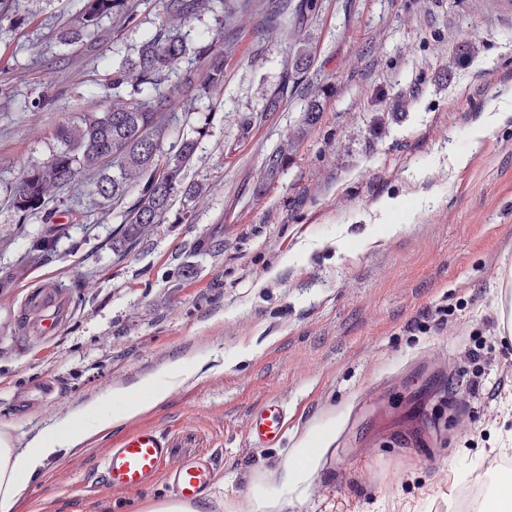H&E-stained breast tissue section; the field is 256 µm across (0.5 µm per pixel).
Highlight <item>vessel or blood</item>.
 <instances>
[{"instance_id": "vessel-or-blood-1", "label": "vessel or blood", "mask_w": 512, "mask_h": 512, "mask_svg": "<svg viewBox=\"0 0 512 512\" xmlns=\"http://www.w3.org/2000/svg\"><path fill=\"white\" fill-rule=\"evenodd\" d=\"M68 312V302L52 282L31 289L18 315L22 330L47 336L58 332ZM287 412L278 402H269L253 415L250 441L253 447L267 448L283 442ZM170 453L166 434L156 427H140L129 432L107 456L102 479L112 487L127 490L150 483L160 472ZM214 459L188 460L172 473L179 498L197 500L215 479Z\"/></svg>"}]
</instances>
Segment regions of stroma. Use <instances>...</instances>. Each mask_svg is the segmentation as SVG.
<instances>
[{
  "label": "stroma",
  "mask_w": 512,
  "mask_h": 512,
  "mask_svg": "<svg viewBox=\"0 0 512 512\" xmlns=\"http://www.w3.org/2000/svg\"><path fill=\"white\" fill-rule=\"evenodd\" d=\"M82 6L0 4V423L22 445L175 359L202 371L50 460L12 512H142L169 498L164 477L132 491L94 478L141 426L168 433L166 472L220 460L205 512H250L256 494L266 512H468L489 487L484 462L512 458V392L471 396L459 357L479 340L512 354L493 326L512 267V118L471 137L512 101V0H313L300 38L248 13L229 46L216 14L184 22L224 56L215 96L187 92L181 66L161 85L163 148L196 137L183 182L204 192H176L136 241L117 232L125 205L94 195L95 171L53 192L52 223L11 203L58 149L59 126L110 106L113 66L164 20L160 0H133L134 22L107 16L61 45ZM301 45L310 66L279 95ZM44 279L71 288L74 312L57 335H22L16 317ZM448 306L451 323L422 328ZM272 399L286 438L253 448L252 415ZM465 422L478 430L469 447ZM330 423L301 496L279 499L292 449ZM511 116V109L508 106H502L497 112H484L480 122L473 128L472 137L474 143H480L487 133L500 124L504 123Z\"/></svg>",
  "instance_id": "obj_1"
}]
</instances>
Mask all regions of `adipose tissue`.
I'll use <instances>...</instances> for the list:
<instances>
[{"label": "adipose tissue", "mask_w": 512, "mask_h": 512, "mask_svg": "<svg viewBox=\"0 0 512 512\" xmlns=\"http://www.w3.org/2000/svg\"><path fill=\"white\" fill-rule=\"evenodd\" d=\"M192 374L186 360L172 361L162 375L149 377L134 388H113L97 399L89 409L94 417L91 425L83 426L66 420L57 424L52 431L33 437L22 448L16 447L10 425H0V512H10L15 500L41 473L47 460L67 449L78 447L94 433L120 426L148 411ZM334 432V427H326L305 437L292 450L281 476L282 497L290 500L301 495Z\"/></svg>", "instance_id": "adipose-tissue-1"}]
</instances>
